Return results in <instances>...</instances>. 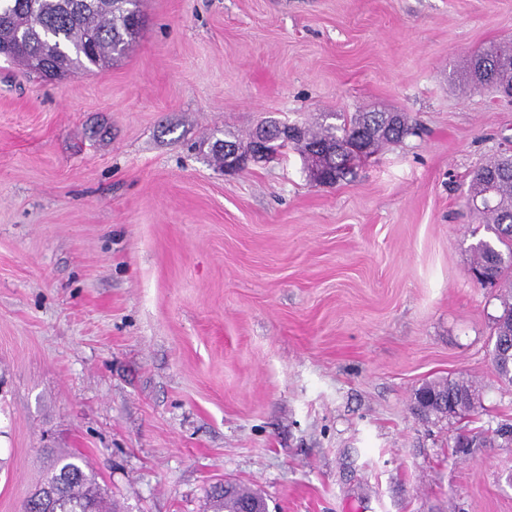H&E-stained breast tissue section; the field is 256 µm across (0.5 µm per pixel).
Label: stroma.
<instances>
[{
    "label": "stroma",
    "instance_id": "35a3bbf8",
    "mask_svg": "<svg viewBox=\"0 0 512 512\" xmlns=\"http://www.w3.org/2000/svg\"><path fill=\"white\" fill-rule=\"evenodd\" d=\"M103 71L0 57V512L49 451L131 512H203L218 480L269 512H512L500 305L470 274L474 170L512 103L462 64L512 0H141ZM404 113L417 133L312 182L296 150L228 170L264 121ZM464 377L478 414L415 411Z\"/></svg>",
    "mask_w": 512,
    "mask_h": 512
}]
</instances>
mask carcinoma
I'll list each match as a JSON object with an SVG mask.
<instances>
[{"label": "carcinoma", "mask_w": 512, "mask_h": 512, "mask_svg": "<svg viewBox=\"0 0 512 512\" xmlns=\"http://www.w3.org/2000/svg\"><path fill=\"white\" fill-rule=\"evenodd\" d=\"M142 27L139 0H0V54L19 62L30 71L57 78L81 68L103 70L126 56ZM503 45H494L470 59L467 66L473 84L479 86L481 63L495 58ZM338 125L318 131L304 129L295 141L304 165L319 162L307 147L318 145L330 151L326 164L342 179L354 166L370 157L383 144L400 143L413 134L406 120L385 125L383 112H357L348 117L336 114ZM468 196L485 200L477 214L489 237L471 246V268L479 271L485 284L499 291L501 313L494 318L492 359L501 381L512 385V159L508 155L490 158L474 171ZM422 388L438 396L460 397L458 414L481 407L473 382L465 379L426 381ZM253 502L255 512H266L264 499L249 488L230 485L226 493L210 491V512H228L226 505ZM23 512H126L99 481L90 463L76 452L58 453L39 485L23 502Z\"/></svg>", "instance_id": "carcinoma-1"}]
</instances>
